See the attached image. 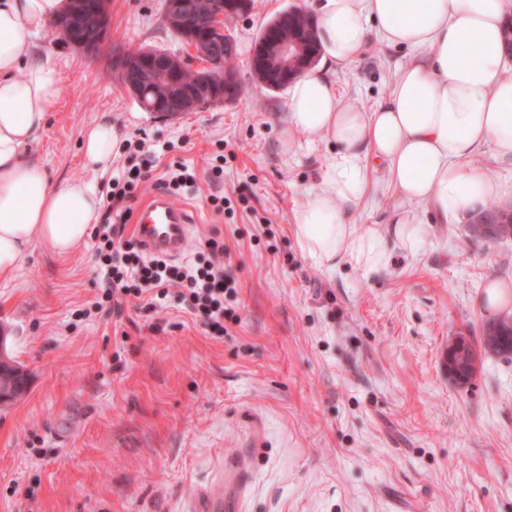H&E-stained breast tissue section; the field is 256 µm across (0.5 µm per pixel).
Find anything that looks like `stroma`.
I'll list each match as a JSON object with an SVG mask.
<instances>
[{"label":"stroma","instance_id":"stroma-1","mask_svg":"<svg viewBox=\"0 0 512 512\" xmlns=\"http://www.w3.org/2000/svg\"><path fill=\"white\" fill-rule=\"evenodd\" d=\"M312 2L252 0L228 26L241 96L171 120L142 110L104 60L38 39L66 92L32 155L53 180L101 187L110 172L86 163L80 138L111 118L150 153L135 211L188 165L197 188L174 200L187 249L223 244L239 320L219 338L172 298L92 314L94 238L66 256L34 245L0 280L7 352L29 377L0 406V512H199L219 487L224 512H512V359L483 355L465 385L444 360L450 338L491 319L486 286L512 278V239L474 240L427 212L414 249L390 240L387 266L330 269L290 222L335 148L299 133L284 150L288 91L258 84L246 61L270 18ZM161 5L111 0V44L178 51ZM410 58L374 38L329 77L368 112ZM369 176L353 220L389 235L399 200L383 164ZM213 194L229 199L224 212Z\"/></svg>","mask_w":512,"mask_h":512}]
</instances>
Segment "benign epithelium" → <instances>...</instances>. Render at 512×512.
Returning a JSON list of instances; mask_svg holds the SVG:
<instances>
[{"label": "benign epithelium", "mask_w": 512, "mask_h": 512, "mask_svg": "<svg viewBox=\"0 0 512 512\" xmlns=\"http://www.w3.org/2000/svg\"><path fill=\"white\" fill-rule=\"evenodd\" d=\"M249 0H213L203 7L197 0H163L162 18L179 29L183 53L172 55L146 49L133 61L122 51L110 59V68L120 84L132 95L141 94L154 73L167 76L163 94L146 105L156 116L173 119L227 100L224 86L238 82V74L223 66L218 48L231 52L233 43L224 40V14L248 11ZM52 30L62 41L90 57H97L110 38V0H66L63 17L52 21ZM302 42L284 37L277 29L264 32L255 51L248 58L253 77L262 85L284 87L303 75L312 65L311 54L301 51ZM201 62L203 82L198 89L185 87L182 71L189 60Z\"/></svg>", "instance_id": "benign-epithelium-1"}]
</instances>
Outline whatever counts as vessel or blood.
Returning a JSON list of instances; mask_svg holds the SVG:
<instances>
[{
  "label": "vessel or blood",
  "instance_id": "1",
  "mask_svg": "<svg viewBox=\"0 0 512 512\" xmlns=\"http://www.w3.org/2000/svg\"><path fill=\"white\" fill-rule=\"evenodd\" d=\"M134 231L151 255L180 257L186 250L191 225L186 214L173 207L165 194H155L138 215Z\"/></svg>",
  "mask_w": 512,
  "mask_h": 512
}]
</instances>
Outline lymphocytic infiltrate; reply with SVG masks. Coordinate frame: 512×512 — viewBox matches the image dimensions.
<instances>
[{
  "mask_svg": "<svg viewBox=\"0 0 512 512\" xmlns=\"http://www.w3.org/2000/svg\"><path fill=\"white\" fill-rule=\"evenodd\" d=\"M123 151L124 164L107 182L104 211L94 234L101 268L95 311H120L125 298L149 291L161 300L173 294L180 305L202 317L212 335L223 336L225 321L238 320L239 315L235 279L219 259L222 246L209 240L205 251L177 267L162 258H146L140 243L123 239L131 214L126 202L146 176L138 150L127 144Z\"/></svg>",
  "mask_w": 512,
  "mask_h": 512,
  "instance_id": "f902f5d3",
  "label": "lymphocytic infiltrate"
}]
</instances>
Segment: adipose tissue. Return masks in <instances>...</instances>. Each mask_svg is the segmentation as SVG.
Wrapping results in <instances>:
<instances>
[{
	"mask_svg": "<svg viewBox=\"0 0 512 512\" xmlns=\"http://www.w3.org/2000/svg\"><path fill=\"white\" fill-rule=\"evenodd\" d=\"M63 0H0V279L10 278L31 247L66 255L98 220L96 188L52 182L30 146L64 93L63 79L35 50V37L62 11ZM512 0H318L322 64L288 92L285 146L296 133L334 142L320 186L291 222L308 254L335 267L349 260L378 268L389 261L379 229L360 232L352 210L368 190L369 160L385 162L402 203L421 205L457 223L511 188L467 159L487 146L512 159V74L503 68L502 29ZM413 50L392 94L364 112L338 98L330 69L358 57L370 36ZM91 165L107 168L120 151L110 119L81 135Z\"/></svg>",
	"mask_w": 512,
	"mask_h": 512,
	"instance_id": "1",
	"label": "adipose tissue"
}]
</instances>
